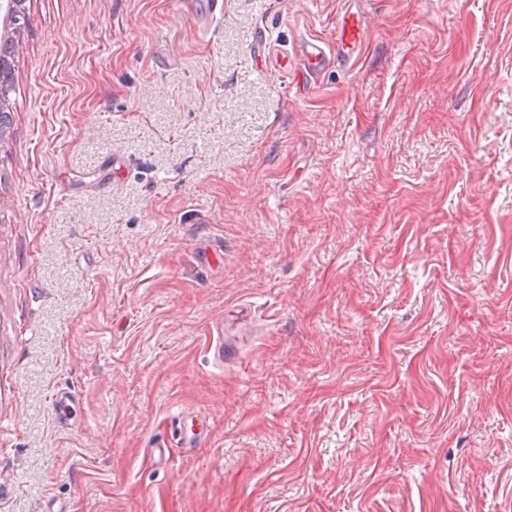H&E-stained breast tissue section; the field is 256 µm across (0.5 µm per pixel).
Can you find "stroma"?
Segmentation results:
<instances>
[{"label":"stroma","mask_w":512,"mask_h":512,"mask_svg":"<svg viewBox=\"0 0 512 512\" xmlns=\"http://www.w3.org/2000/svg\"><path fill=\"white\" fill-rule=\"evenodd\" d=\"M14 37L0 512H512V0H224L203 34L25 0ZM363 40V31L359 27L357 20L354 18V13L346 12L342 21L339 45H341V53H345V49H354L359 47ZM217 332L216 339L213 338L211 350L213 349L214 360L218 363H223L224 359L233 357L238 351V346L235 340H230L224 335V323L219 321L215 325ZM215 341V344H214Z\"/></svg>","instance_id":"stroma-1"}]
</instances>
